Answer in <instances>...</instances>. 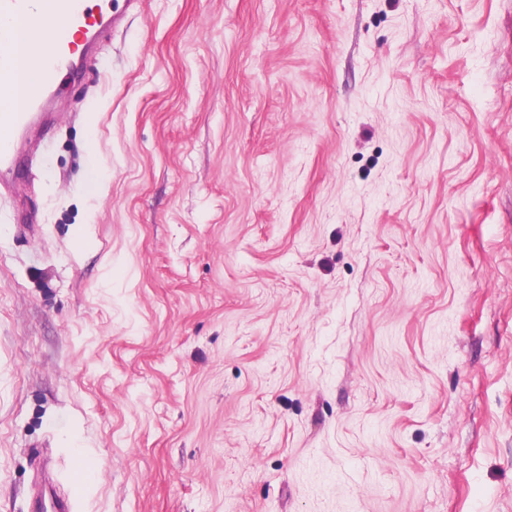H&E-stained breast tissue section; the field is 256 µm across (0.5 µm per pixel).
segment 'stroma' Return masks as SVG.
I'll list each match as a JSON object with an SVG mask.
<instances>
[{"label": "stroma", "instance_id": "stroma-1", "mask_svg": "<svg viewBox=\"0 0 512 512\" xmlns=\"http://www.w3.org/2000/svg\"><path fill=\"white\" fill-rule=\"evenodd\" d=\"M0 211V512H512V0H112ZM38 469L41 471L42 479L30 496L28 512H70L69 499L59 496L53 491V478L47 465L39 461Z\"/></svg>", "mask_w": 512, "mask_h": 512}]
</instances>
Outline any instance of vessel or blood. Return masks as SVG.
Returning <instances> with one entry per match:
<instances>
[{
    "instance_id": "1",
    "label": "vessel or blood",
    "mask_w": 512,
    "mask_h": 512,
    "mask_svg": "<svg viewBox=\"0 0 512 512\" xmlns=\"http://www.w3.org/2000/svg\"><path fill=\"white\" fill-rule=\"evenodd\" d=\"M35 0H0V67L10 65L8 48L13 40V20H28L35 32L41 58L39 87L20 107L0 111V209L10 206L20 193L16 168L33 160L45 133L62 119L65 106L59 73L70 61L94 53L96 38L89 32L86 0H45L35 10ZM50 473H43L33 490L28 512H70L67 497L57 495Z\"/></svg>"
}]
</instances>
